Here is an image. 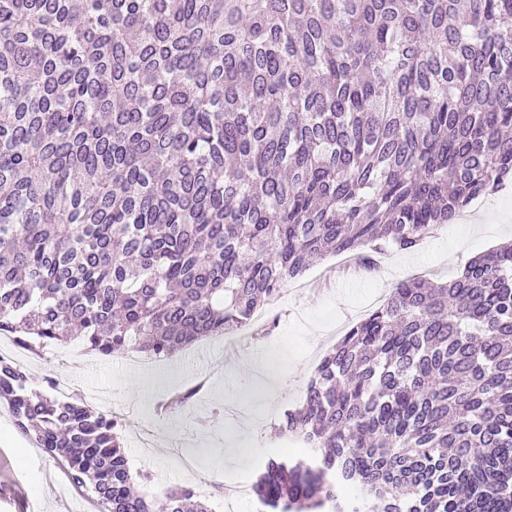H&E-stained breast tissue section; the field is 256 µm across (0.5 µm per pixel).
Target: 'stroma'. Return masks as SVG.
Masks as SVG:
<instances>
[{
  "instance_id": "stroma-1",
  "label": "stroma",
  "mask_w": 512,
  "mask_h": 512,
  "mask_svg": "<svg viewBox=\"0 0 512 512\" xmlns=\"http://www.w3.org/2000/svg\"><path fill=\"white\" fill-rule=\"evenodd\" d=\"M472 210V221L436 228L417 253L387 254L377 273L339 271L332 256L311 267L304 275L309 290L297 294L285 287L263 308L265 319L278 321L268 340L257 343L243 331H232L190 345L151 369L113 357L73 364L67 359L69 345H53L27 370L37 383L64 379L69 393L82 394L96 411L120 418L131 470L144 475L138 483L142 492L189 486L213 512H224L220 486L251 483L269 454L303 455L298 444L275 437L273 428L301 400L306 381L340 330L413 271L444 282L470 257L512 241V186L474 201ZM199 376L207 377V390L193 410L160 413L170 391ZM185 457L191 469L183 468ZM0 512H98L90 497L71 486L61 464L18 431L2 406Z\"/></svg>"
}]
</instances>
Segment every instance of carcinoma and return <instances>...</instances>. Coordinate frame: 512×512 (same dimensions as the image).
I'll use <instances>...</instances> for the list:
<instances>
[{"instance_id": "obj_1", "label": "carcinoma", "mask_w": 512, "mask_h": 512, "mask_svg": "<svg viewBox=\"0 0 512 512\" xmlns=\"http://www.w3.org/2000/svg\"><path fill=\"white\" fill-rule=\"evenodd\" d=\"M512 179V0H0V335L171 357L327 255L414 253ZM0 362V403L99 512L116 417ZM190 388L160 404L178 414ZM266 512H512V243L410 278L327 351Z\"/></svg>"}]
</instances>
